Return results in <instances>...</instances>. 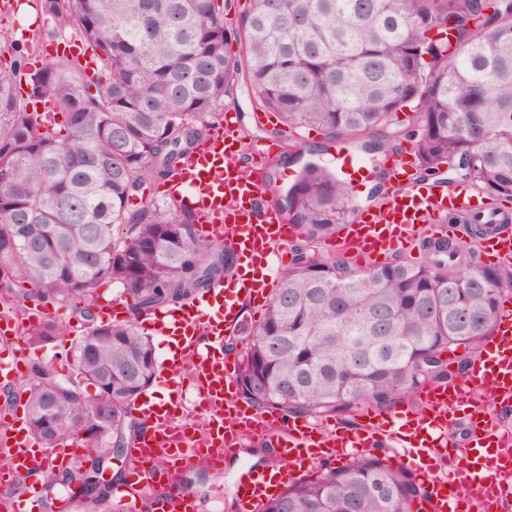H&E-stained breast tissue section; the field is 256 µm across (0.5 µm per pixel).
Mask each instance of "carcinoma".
I'll use <instances>...</instances> for the list:
<instances>
[{"instance_id": "carcinoma-1", "label": "carcinoma", "mask_w": 512, "mask_h": 512, "mask_svg": "<svg viewBox=\"0 0 512 512\" xmlns=\"http://www.w3.org/2000/svg\"><path fill=\"white\" fill-rule=\"evenodd\" d=\"M52 21L13 46L0 73V292L83 304L68 372L32 365L27 424L45 449L77 442L92 462L57 485L95 497L101 464L144 432L129 404L157 360L133 320L95 319L96 291L117 283L134 315L183 305L235 267L193 214L131 208L147 183L170 179L224 118L239 76L255 103L290 128L317 129L371 154L389 146L396 114L414 112L418 169L463 171L493 200L512 201V0H251L242 26L224 0H37ZM437 30L432 38L429 32ZM72 30L93 50L95 78L43 43ZM245 39V59L227 51ZM29 94L19 96L22 86ZM39 102L62 115L49 131ZM349 189L325 166L303 165L288 189V222L302 244L278 278L265 315L236 340L241 398L285 417L344 419L378 410L464 372L491 335L512 268L481 264L474 244L423 242L426 260L354 269L316 250L348 215ZM63 327L42 319L21 336L40 349ZM96 388L88 399L86 386ZM421 479L389 456L358 455L288 485L263 512H407Z\"/></svg>"}]
</instances>
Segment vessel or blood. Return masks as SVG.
<instances>
[{
	"instance_id": "b4317fda",
	"label": "vessel or blood",
	"mask_w": 512,
	"mask_h": 512,
	"mask_svg": "<svg viewBox=\"0 0 512 512\" xmlns=\"http://www.w3.org/2000/svg\"><path fill=\"white\" fill-rule=\"evenodd\" d=\"M231 129L219 130L202 142L172 179L170 198L186 204L198 223L230 225L228 238L238 256L247 258L254 276L230 274L205 289L193 303L155 319L153 329L176 347L174 359L162 360L155 373L158 385L172 393L169 403L134 402L130 410L149 424L134 443L133 464L125 483L113 486L112 497L126 512H141L147 497L157 496L155 512H195L194 493L168 486L157 494L163 474L157 460L169 464L214 467L242 438L266 441L282 460L281 468H250L236 480L240 512H261L288 482L298 479L307 464L348 459L369 448L391 449L396 460H409L428 485L426 512H499L512 499V433L504 430L495 408L512 406V317H499L484 355L471 369V384L449 383L423 389L418 410L394 419L372 409L360 413L354 434L333 424L309 420L281 423L272 412L258 413L237 395L232 361L224 349L226 337L238 329L241 301L266 299L273 283L264 269L277 246L297 230L277 209L265 203L260 182L246 177L243 162L259 164L268 149L249 153L237 148ZM337 175L352 194H360L367 168L349 149L334 158ZM396 190L383 198L376 212L342 227L334 245L355 261L377 259L410 241L416 229L440 228L449 233L448 217L492 210L489 198L467 186L444 182L420 185L407 167H399ZM481 252L512 263V234L499 229L479 242ZM467 420L468 438L460 448L448 444L457 416ZM0 456L9 459L0 470V486L10 487L27 475L35 458L32 443L17 427L0 430ZM39 488L25 497H0V512H30Z\"/></svg>"
}]
</instances>
